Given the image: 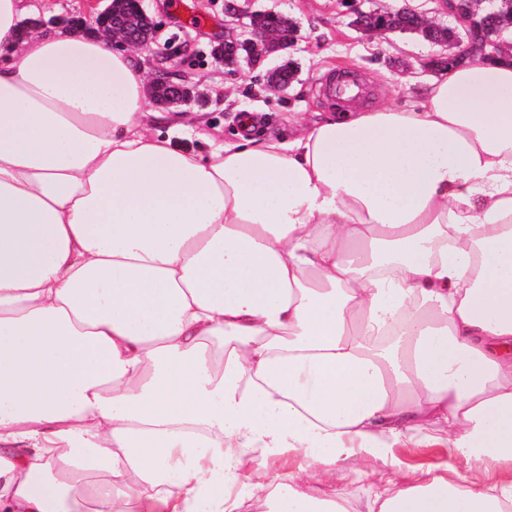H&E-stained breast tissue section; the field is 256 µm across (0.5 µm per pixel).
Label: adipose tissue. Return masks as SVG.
<instances>
[{
	"mask_svg": "<svg viewBox=\"0 0 512 512\" xmlns=\"http://www.w3.org/2000/svg\"><path fill=\"white\" fill-rule=\"evenodd\" d=\"M23 12L0 0V512H356L345 471L367 512H512V60L203 157L145 123L133 52ZM399 443L450 461L388 478Z\"/></svg>",
	"mask_w": 512,
	"mask_h": 512,
	"instance_id": "obj_1",
	"label": "adipose tissue"
}]
</instances>
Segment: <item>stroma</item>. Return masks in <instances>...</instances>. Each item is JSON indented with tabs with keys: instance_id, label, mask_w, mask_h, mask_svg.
Wrapping results in <instances>:
<instances>
[{
	"instance_id": "stroma-1",
	"label": "stroma",
	"mask_w": 512,
	"mask_h": 512,
	"mask_svg": "<svg viewBox=\"0 0 512 512\" xmlns=\"http://www.w3.org/2000/svg\"><path fill=\"white\" fill-rule=\"evenodd\" d=\"M145 0L156 26V41L140 57L147 73L164 69L187 77L197 102L174 108L178 124L170 133L174 146L196 153L234 143L239 115L250 112L261 123L260 135L294 138L300 125L332 112L334 104L318 94L320 81L335 66L349 67L367 84L369 103L407 107L419 86L438 75L441 49L419 36L390 32L370 35L352 24L339 0H237V17L225 16L226 0ZM42 29H55L58 17L89 19L94 0H27ZM271 10L296 24L297 44L263 63L227 66L211 55L226 28L243 31L252 11ZM293 63L297 74L290 87L276 91L267 84L269 69Z\"/></svg>"
}]
</instances>
